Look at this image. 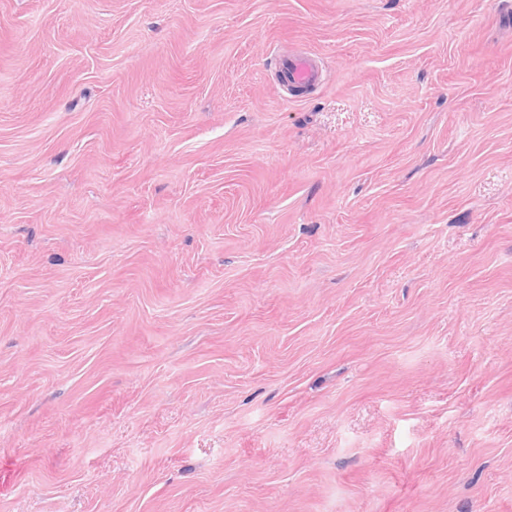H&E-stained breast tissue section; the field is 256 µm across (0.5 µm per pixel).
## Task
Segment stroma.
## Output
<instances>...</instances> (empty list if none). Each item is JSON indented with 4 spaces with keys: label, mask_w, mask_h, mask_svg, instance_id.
Instances as JSON below:
<instances>
[{
    "label": "stroma",
    "mask_w": 512,
    "mask_h": 512,
    "mask_svg": "<svg viewBox=\"0 0 512 512\" xmlns=\"http://www.w3.org/2000/svg\"><path fill=\"white\" fill-rule=\"evenodd\" d=\"M0 512H512V0H0ZM278 67L288 80V84L297 88L314 87L324 78L322 62L317 56L308 52L281 56Z\"/></svg>",
    "instance_id": "obj_1"
}]
</instances>
